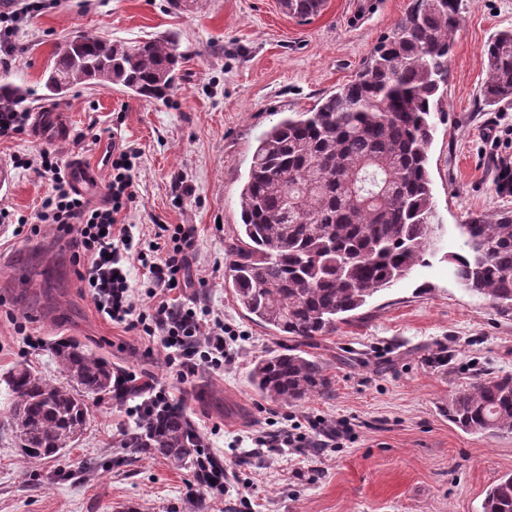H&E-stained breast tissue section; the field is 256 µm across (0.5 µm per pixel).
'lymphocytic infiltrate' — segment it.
Wrapping results in <instances>:
<instances>
[{
    "label": "lymphocytic infiltrate",
    "instance_id": "obj_1",
    "mask_svg": "<svg viewBox=\"0 0 512 512\" xmlns=\"http://www.w3.org/2000/svg\"><path fill=\"white\" fill-rule=\"evenodd\" d=\"M43 0H0V63L15 50L13 37L18 23L42 10ZM136 153L123 148L113 154L106 199L94 206L74 186L72 177L59 164L56 153L40 152L24 159L25 168L53 183L35 220L22 217L15 234L33 238L52 228L79 268L78 278L88 288L98 313L114 324L138 332L149 341L146 354L162 349L168 368L178 381L206 369L223 371L232 356L227 338L230 327L212 310L195 303L176 304L160 300L148 309L138 308L131 283L129 263L137 261L150 275L154 288L187 290L195 280L190 272L197 249L198 229L193 224L160 225L154 240H136L131 225L119 223L133 200L131 172ZM218 497L224 493V469L210 452H201L194 466V480L186 497L201 493Z\"/></svg>",
    "mask_w": 512,
    "mask_h": 512
}]
</instances>
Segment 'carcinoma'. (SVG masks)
Masks as SVG:
<instances>
[{"mask_svg": "<svg viewBox=\"0 0 512 512\" xmlns=\"http://www.w3.org/2000/svg\"><path fill=\"white\" fill-rule=\"evenodd\" d=\"M324 0H281L300 19ZM462 0H413L359 75L312 109L264 131L240 193L241 220L224 284L249 319L290 345L255 362L250 381L262 395L295 402L331 391L332 379L304 346L336 330L376 294L407 275L433 244L439 225L428 150L448 81ZM484 104L512 99V30L485 46ZM181 53L167 37L109 42L85 35L81 47H57L44 83L49 95L78 85H118L164 101L181 79ZM25 92L0 85V107ZM457 281L500 312L512 311V212L466 225L451 256ZM67 378L61 386L35 369L10 374L9 421L22 457H56L86 428L87 399L124 396L112 363L69 339L50 347ZM465 432L512 433V376L476 375L445 408ZM204 441L181 410L150 418L124 447L195 465ZM483 512H512V474L488 489Z\"/></svg>", "mask_w": 512, "mask_h": 512, "instance_id": "carcinoma-1", "label": "carcinoma"}]
</instances>
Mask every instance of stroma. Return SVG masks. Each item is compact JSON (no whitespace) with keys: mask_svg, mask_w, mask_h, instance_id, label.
I'll return each mask as SVG.
<instances>
[{"mask_svg":"<svg viewBox=\"0 0 512 512\" xmlns=\"http://www.w3.org/2000/svg\"><path fill=\"white\" fill-rule=\"evenodd\" d=\"M411 0H325L302 21L280 0H57L16 31L0 84L21 87L23 107L53 109L57 127L0 140V209L33 216L52 191L48 179L18 167L43 150L98 174L81 186L105 201L113 147H132L134 200L123 215L142 240L159 224H194L199 301L240 337L223 372L178 381L146 340L106 321L82 288L70 252L51 229L27 240L0 224V512H481L487 489L512 472V434H470L445 413L476 374H512V314L473 298L449 255L460 252L471 218L512 211L496 193L512 172V100L485 106L484 47L512 29V0H463L448 85L429 147L439 248L350 322L308 345L332 378L330 394L285 405L250 383L256 360L284 347L251 321L224 273L241 222L240 191L258 137L291 112H305L353 80ZM86 34L103 40L175 37L183 80L164 101L119 86L75 87L48 95L43 73L56 47ZM23 322L26 335L16 334ZM38 339L30 347L28 338ZM67 338L107 357L119 371L150 375L183 410L223 466L221 498L188 502L191 470L122 447L135 422L125 414L141 395L91 403L83 434L58 459L25 461L9 424L8 379L28 365L56 383L65 377L47 349ZM448 358L435 361L437 353ZM322 420L344 436L335 448H259L253 439L294 423Z\"/></svg>","mask_w":512,"mask_h":512,"instance_id":"stroma-1","label":"stroma"}]
</instances>
